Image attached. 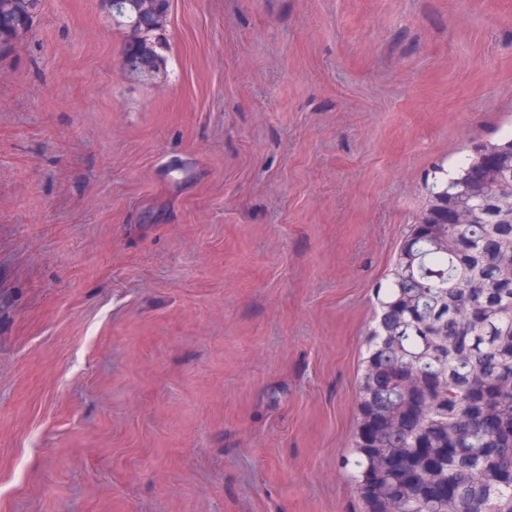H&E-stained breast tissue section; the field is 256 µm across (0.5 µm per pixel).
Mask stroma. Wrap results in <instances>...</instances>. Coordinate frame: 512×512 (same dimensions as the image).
I'll use <instances>...</instances> for the list:
<instances>
[{
	"instance_id": "1",
	"label": "stroma",
	"mask_w": 512,
	"mask_h": 512,
	"mask_svg": "<svg viewBox=\"0 0 512 512\" xmlns=\"http://www.w3.org/2000/svg\"><path fill=\"white\" fill-rule=\"evenodd\" d=\"M103 0L0 58V512H362L376 290L512 128V0ZM113 1H122L118 7ZM141 0H105L112 24L124 30L125 40L122 46V63H127L128 72L145 74L157 69L163 61L165 49L163 32L165 31L169 4L164 3V12H153L144 17L136 9ZM126 66V65H125ZM504 146L512 149V134L510 137L508 135H505L496 142L481 143L479 145L474 146L471 150V153L458 167L456 173L453 176L454 179L456 180L457 192H459L462 189V187L468 183L470 179L472 184L469 187V194L472 197V199H476L480 193V189L486 188L488 181L495 170L493 168L489 169L487 167H484L481 164L480 159L473 168L474 161L480 155L486 152L495 154V151L498 149H503L501 158L506 159L509 155H512V150L511 153H509Z\"/></svg>"
}]
</instances>
